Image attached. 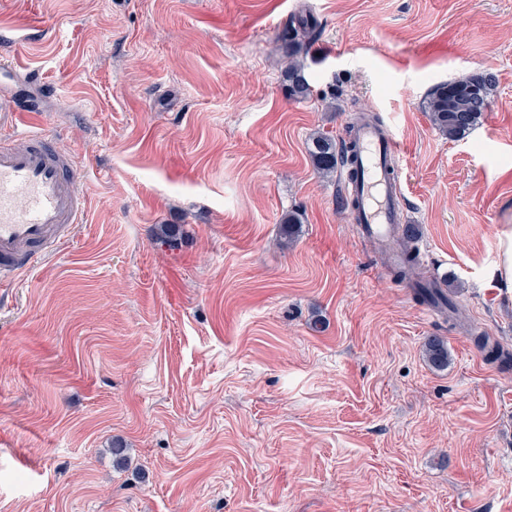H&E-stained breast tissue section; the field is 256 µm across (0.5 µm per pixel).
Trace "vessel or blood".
I'll return each mask as SVG.
<instances>
[{
    "instance_id": "vessel-or-blood-1",
    "label": "vessel or blood",
    "mask_w": 512,
    "mask_h": 512,
    "mask_svg": "<svg viewBox=\"0 0 512 512\" xmlns=\"http://www.w3.org/2000/svg\"><path fill=\"white\" fill-rule=\"evenodd\" d=\"M30 103L18 104L22 122L0 142V282L33 271L82 223L85 199L78 170L53 135L28 122ZM357 145L356 178L343 191L355 201L354 223L379 249L389 244L401 209L399 143L386 126L360 123L352 133Z\"/></svg>"
}]
</instances>
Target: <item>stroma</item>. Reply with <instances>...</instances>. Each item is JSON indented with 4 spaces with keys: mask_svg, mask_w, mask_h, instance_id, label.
I'll return each mask as SVG.
<instances>
[{
    "mask_svg": "<svg viewBox=\"0 0 512 512\" xmlns=\"http://www.w3.org/2000/svg\"><path fill=\"white\" fill-rule=\"evenodd\" d=\"M2 52L88 210L0 286V512H512V366L471 338L512 351V0H0ZM487 69L488 111L443 136L431 88ZM365 113L458 314H426L309 158ZM318 22L311 15L290 18L284 28L281 40L288 57V66L283 72L288 84V93L294 100L307 99L312 92L306 72L304 55L308 45L316 38Z\"/></svg>",
    "mask_w": 512,
    "mask_h": 512,
    "instance_id": "stroma-1",
    "label": "stroma"
}]
</instances>
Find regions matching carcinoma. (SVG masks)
<instances>
[{
    "label": "carcinoma",
    "instance_id": "1",
    "mask_svg": "<svg viewBox=\"0 0 512 512\" xmlns=\"http://www.w3.org/2000/svg\"><path fill=\"white\" fill-rule=\"evenodd\" d=\"M318 22L311 15L290 18L284 28L281 40L288 57V66L283 72L288 83V93L294 100H304L312 89L306 72L304 55L308 45L316 38ZM496 84V77L489 71H479L462 80L448 81L437 85L429 94L428 112L434 126L448 139H458L468 133L488 111L490 96ZM309 157L313 166L321 173L332 174L338 167H346L353 144L343 139L336 141L332 136L320 133L311 138ZM302 216L297 211H289L280 220L282 234L291 238L297 233ZM416 232L408 224L396 236L394 244L399 248L402 260L392 267L393 275L401 281H415L418 284L415 295L423 303L450 305L447 294L435 283L420 280V261L413 246ZM475 344L488 350L487 359L491 362L507 364L512 361V353L499 344H489L490 337L480 332L473 336ZM428 360L442 368L448 365V348L437 337L428 339L425 344Z\"/></svg>",
    "mask_w": 512,
    "mask_h": 512
}]
</instances>
